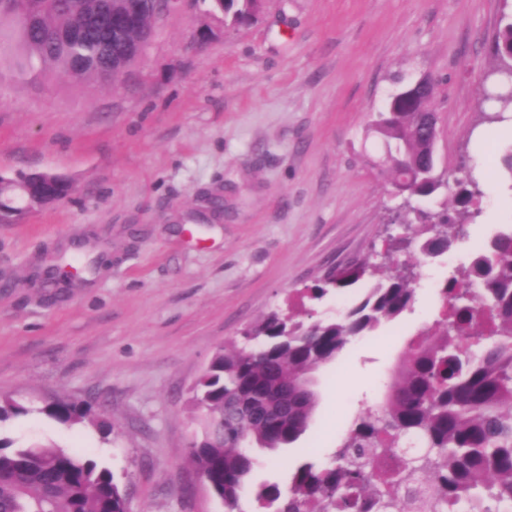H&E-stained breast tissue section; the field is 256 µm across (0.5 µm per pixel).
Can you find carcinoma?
<instances>
[{"instance_id":"cac0c4a2","label":"carcinoma","mask_w":512,"mask_h":512,"mask_svg":"<svg viewBox=\"0 0 512 512\" xmlns=\"http://www.w3.org/2000/svg\"><path fill=\"white\" fill-rule=\"evenodd\" d=\"M9 0L0 12V43L16 54L0 57V68L25 79L60 71L83 80H105L124 57L151 37L156 20L146 0L141 24L118 33L105 28L102 11L123 0ZM209 11L224 23L242 24L258 11L254 0H209ZM512 16L498 30L494 53L499 66L485 80L512 83ZM433 82L426 78L393 93L372 124L386 147L395 185H404L418 203L445 182L436 174L431 142ZM496 110L490 123L512 111V90L487 95ZM482 183L474 173L456 183L454 213L434 214L418 205L400 213L403 224L415 214L427 237L426 257L448 249L450 238L465 239L481 214ZM377 267L366 262L330 270L311 288V298L348 288ZM418 265L387 269L363 300L336 318L309 323L269 313L246 327L231 351L219 349L193 388L192 404L203 411V432L188 450L195 471L210 480L227 512H236L256 464L251 449L275 450L296 442L308 429L316 394L308 375L332 362L354 338L411 308ZM443 317L432 341L411 343L399 380L381 414L358 417L337 446L334 465L298 466L292 493L280 501L275 486L256 492L273 512H351L362 501L377 512H500L512 507V231L481 247L469 267L442 289ZM69 425L103 428L90 409L57 399L42 408ZM29 409L0 398V421ZM123 492L109 468L76 451L39 445L14 447L0 440V512H125Z\"/></svg>"}]
</instances>
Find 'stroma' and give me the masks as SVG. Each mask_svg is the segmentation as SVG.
Wrapping results in <instances>:
<instances>
[{
	"mask_svg": "<svg viewBox=\"0 0 512 512\" xmlns=\"http://www.w3.org/2000/svg\"><path fill=\"white\" fill-rule=\"evenodd\" d=\"M505 14L512 0H265L253 21L226 26L184 0L118 80L1 77L0 175L49 170L75 190L0 224V397L29 408L0 421V438L86 450L131 512H225L188 461L189 390L217 347L269 312L328 318L363 299L362 286L319 301L308 290L380 245L396 200L370 122L428 76L438 170L452 181L480 170L482 214L422 265L411 309L314 371L307 431L256 451L241 512H261L256 489L288 492L302 463H329L356 417L385 404L473 244L512 229L500 165L512 131L482 120ZM204 26L213 35L195 46ZM216 192L223 218L195 223ZM74 240L97 270L40 287L41 260ZM59 398L90 406L110 432L50 418Z\"/></svg>",
	"mask_w": 512,
	"mask_h": 512,
	"instance_id": "stroma-1",
	"label": "stroma"
}]
</instances>
